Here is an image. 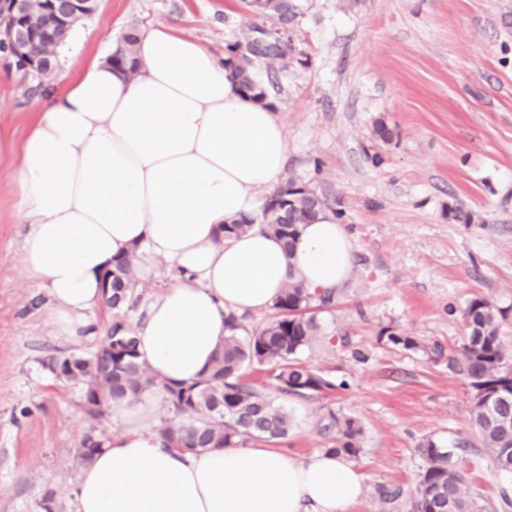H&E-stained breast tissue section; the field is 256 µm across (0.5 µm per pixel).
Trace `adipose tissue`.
Segmentation results:
<instances>
[{"label": "adipose tissue", "mask_w": 512, "mask_h": 512, "mask_svg": "<svg viewBox=\"0 0 512 512\" xmlns=\"http://www.w3.org/2000/svg\"><path fill=\"white\" fill-rule=\"evenodd\" d=\"M135 76L97 57L60 73L37 101L13 160L24 269L65 332H93L114 259L136 252L180 277L136 328L140 358L166 383L192 382L224 342L228 311L260 315L288 283L314 294L350 279L354 246L329 215L300 228L293 256L271 233L225 237L281 183L285 127L198 40L157 23L138 35ZM162 396L111 403L112 432L75 486V512H348L363 477L345 456L269 448L180 452L156 431Z\"/></svg>", "instance_id": "obj_1"}]
</instances>
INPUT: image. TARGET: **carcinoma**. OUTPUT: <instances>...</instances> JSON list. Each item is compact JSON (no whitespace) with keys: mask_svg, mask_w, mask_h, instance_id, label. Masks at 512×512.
<instances>
[{"mask_svg":"<svg viewBox=\"0 0 512 512\" xmlns=\"http://www.w3.org/2000/svg\"><path fill=\"white\" fill-rule=\"evenodd\" d=\"M247 10L267 19L249 24V36L224 47V65L240 88L260 101L268 99L265 82L291 66L306 64L304 53L293 41L279 42L280 30L294 27L301 15L297 0H244ZM36 27L50 30V41L37 40L29 47L39 59L59 54L68 40L72 25L59 24L53 12H42L30 20ZM264 31L277 44L272 52L258 56L251 50L252 33ZM136 30L130 29L117 40L110 60L119 69L134 70L137 64ZM335 202L321 196L307 184L290 176L266 196L260 220L224 225V233L244 234L258 225L279 238L293 252L300 225L313 224L328 212L340 217ZM136 252L118 260L105 274L110 282L105 306L111 318L102 345L91 354L53 357L48 367L61 364L69 368L68 381L82 387L85 414L92 421L104 417L113 401L135 398L152 391L163 393L169 415L161 420L158 433L168 446L195 452L209 448H248L276 443L288 436V412L266 392L244 380L247 370L260 367L270 387L288 397H314L336 389L327 375L299 363L301 353L321 335L323 328L313 309L324 310L334 301V293L314 295L295 282L276 298L275 318L265 326L247 329V316L228 312L224 316L227 335L215 354L210 369L191 384L169 385L151 374L139 360L132 314L137 312ZM468 336L460 349L459 364L473 391L471 426L486 448L487 458L465 454L428 439L418 451L424 466L420 475L412 512H439L449 501L459 512H509L512 499L488 502L468 493L466 482L473 471L487 465L497 468L496 458L505 434L487 417L489 408L480 399L487 394L496 402L495 412L512 424V397L497 398L502 390L512 391V356L499 338L501 320L507 313L488 299L475 296L462 311ZM395 347L418 350L415 338L392 331L387 336ZM322 430L330 438L329 450L355 458L360 452L362 428L358 422L338 416L332 409L323 416ZM106 444L96 427H90L79 442L77 459L88 464Z\"/></svg>","mask_w":512,"mask_h":512,"instance_id":"obj_1","label":"carcinoma"}]
</instances>
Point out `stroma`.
<instances>
[{"label": "stroma", "instance_id": "35a3bbf8", "mask_svg": "<svg viewBox=\"0 0 512 512\" xmlns=\"http://www.w3.org/2000/svg\"><path fill=\"white\" fill-rule=\"evenodd\" d=\"M295 44L307 63L280 72L268 93L288 135L286 174L335 200L354 243L352 277L320 314L323 334L303 363L347 381L320 397H280L293 426L278 449L326 448L327 408L356 418L364 478L349 512H410L426 439L484 448L470 426L471 393L449 364L467 328L460 311L479 294L507 313L512 353V0H302ZM242 0H99L59 53L79 67L108 55L129 28L173 25L216 54L243 38ZM15 58L0 52V129L22 142L33 99ZM387 138H380L379 126ZM0 161V512H75V450L90 422L81 387L57 378L50 357L89 354L92 334L60 330L22 269L25 225ZM480 214L458 224L448 209ZM398 331L444 356L392 346ZM379 485L401 488L390 510ZM55 489L44 505L47 489Z\"/></svg>", "mask_w": 512, "mask_h": 512}]
</instances>
